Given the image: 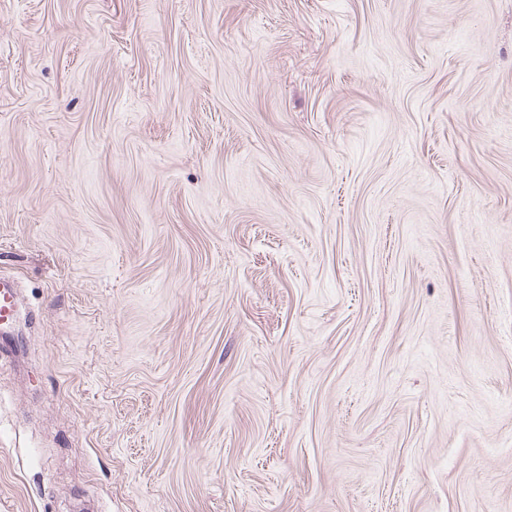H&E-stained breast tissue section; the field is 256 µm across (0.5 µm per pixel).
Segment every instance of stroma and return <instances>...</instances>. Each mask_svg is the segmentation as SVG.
<instances>
[{
	"label": "stroma",
	"instance_id": "1",
	"mask_svg": "<svg viewBox=\"0 0 512 512\" xmlns=\"http://www.w3.org/2000/svg\"><path fill=\"white\" fill-rule=\"evenodd\" d=\"M0 512H512V0H0Z\"/></svg>",
	"mask_w": 512,
	"mask_h": 512
}]
</instances>
